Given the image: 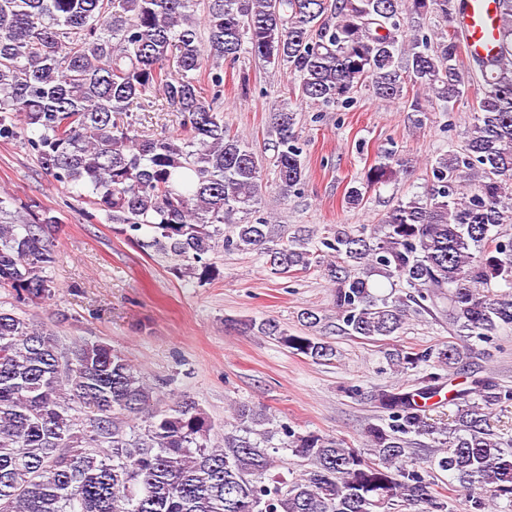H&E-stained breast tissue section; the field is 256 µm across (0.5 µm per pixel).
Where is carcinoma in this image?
Listing matches in <instances>:
<instances>
[{"mask_svg":"<svg viewBox=\"0 0 512 512\" xmlns=\"http://www.w3.org/2000/svg\"><path fill=\"white\" fill-rule=\"evenodd\" d=\"M469 0H0V140H22L57 184L174 256L201 282L218 270L210 255L261 249L274 275L324 267L349 336L384 341L402 329L411 305L481 342L512 326V0H499V51L464 59L463 33L427 32L424 18L466 13ZM203 9L207 38L198 28ZM249 53L283 66L299 100L347 107L366 88L399 101L417 86L409 110L420 125L436 105L448 109L465 86L481 83L468 140L430 162L424 192L399 199L379 224H338L312 242L258 215L262 182L250 143L224 126V67ZM207 73L211 94L204 93ZM183 116V136L138 135L133 110ZM278 191L305 179L297 112L271 116ZM396 146L378 151L362 187L379 188L412 168ZM242 217H237V214ZM0 198V287L20 301L51 294L55 263L48 235L57 217L33 203L13 217ZM229 231H224V226ZM332 258L326 263L322 255ZM406 285L378 295L368 276ZM273 319L250 322L296 355L322 364L335 347L313 329ZM469 344L448 341L422 352L393 345L398 371L433 368L420 387L385 386L370 395L387 423L371 425L366 449L339 436L286 426L282 447L307 462L290 481L269 479L278 458L252 440L268 438L265 410L239 404L223 444L199 404L182 397L159 405L154 388L112 346L69 350L56 335L0 307V512H453L407 435L439 445L433 465L466 491L465 512H488L512 497V437L491 419L512 408V388L470 375ZM461 375L448 391L447 419L429 414L443 371ZM141 424L128 427V421Z\"/></svg>","mask_w":512,"mask_h":512,"instance_id":"cac0c4a2","label":"carcinoma"}]
</instances>
